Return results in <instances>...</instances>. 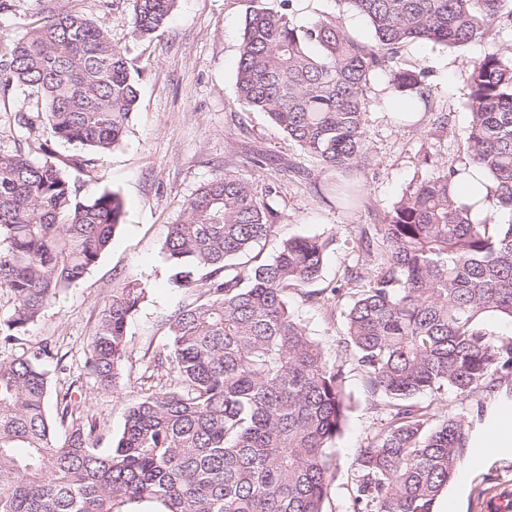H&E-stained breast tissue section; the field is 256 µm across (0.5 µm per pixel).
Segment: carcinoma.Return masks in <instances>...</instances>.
Instances as JSON below:
<instances>
[{"label": "carcinoma", "mask_w": 512, "mask_h": 512, "mask_svg": "<svg viewBox=\"0 0 512 512\" xmlns=\"http://www.w3.org/2000/svg\"><path fill=\"white\" fill-rule=\"evenodd\" d=\"M42 2L26 34L0 47L5 86L44 104L18 109L14 122L43 129L46 156L54 141L104 156L138 102L136 59L81 11ZM251 2L238 102L343 174L369 161L365 88L374 73H388L400 96H431L423 69L397 66L403 46L461 47L504 18L512 23V0H340L369 25L371 38L360 41L339 16L298 25L293 0ZM129 3L131 36L149 39L176 0ZM466 66L465 156L433 168L374 237L361 232L377 267L347 308L344 360L327 358L288 303V289L320 277L328 241L289 238L270 261L234 264L272 235L279 212L275 188L260 197L226 168L168 225L172 283L195 299L166 319L168 342L147 363L155 383L130 407L115 446L97 448V423L72 393L56 395L48 411L47 348L0 357V512H324L331 444L351 408L348 366L365 373L384 415L354 461L353 512H434L467 455L472 419L441 417L418 396L466 400L512 379V337L484 328L488 316L512 321V219L476 222L458 193L481 172L488 201L512 214V50H488ZM71 169L89 173L94 159L0 153V289L14 301L1 343L18 340L81 280L123 224L120 194L78 197ZM331 193L339 208L360 202L350 178ZM143 299L129 281L99 314L85 367L101 390L120 386L128 320Z\"/></svg>", "instance_id": "1"}]
</instances>
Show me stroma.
<instances>
[{"label": "stroma", "instance_id": "1", "mask_svg": "<svg viewBox=\"0 0 512 512\" xmlns=\"http://www.w3.org/2000/svg\"><path fill=\"white\" fill-rule=\"evenodd\" d=\"M62 2L105 26L136 58L140 72L139 99L123 141L100 162L97 177L71 174L80 196L105 189L119 193L125 203L124 222L99 262L60 293L21 340L26 348L50 346L42 365L53 388L80 396L98 425L99 447H112L129 408L141 396L149 357L168 338L166 317L193 299L192 293L171 284L164 250L167 226L183 202L226 167L257 191L270 185L277 189L273 205L280 218L274 233L240 257V265L271 260L282 241L292 237L328 240L320 278L289 289L288 300L295 318L328 357L340 359L349 300L331 299L327 289L343 281L348 269L368 265V257L357 248L360 227L382 223L394 203L426 177L423 156L438 165L462 157L469 124L465 61L492 49V41L462 49L417 42L400 49L399 64L429 70L433 89L408 126L393 118L396 94L389 75L371 77L365 124L370 161L357 172L362 201L356 210L345 211L337 208L329 192L337 171L305 157L266 113L236 100L235 65L249 0H178L164 33L153 40L130 36L127 0ZM293 10L298 24L336 14L353 36L369 37L366 20L341 0H295ZM33 105L19 90L0 94V152H13L24 143L27 133L14 125L13 112ZM259 155L268 160L261 169L253 164ZM130 280L145 288L146 297L128 323L123 383L105 392L87 375L85 352L113 289ZM346 385L352 408L330 450L331 494L325 512H352L353 461L382 426L383 416L364 373L348 371ZM508 487L512 452L488 460L479 470L460 466L442 498L454 504L455 512H480L486 494Z\"/></svg>", "mask_w": 512, "mask_h": 512}]
</instances>
